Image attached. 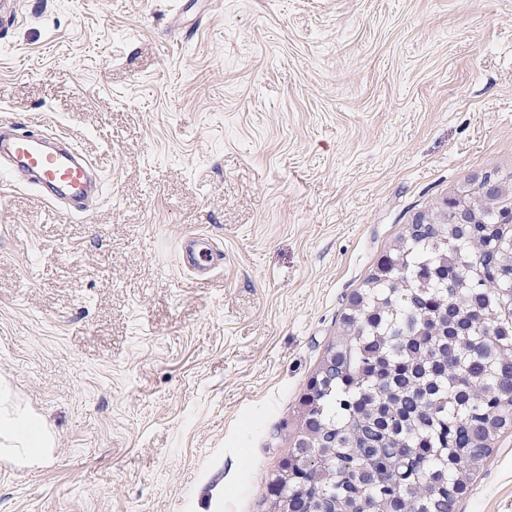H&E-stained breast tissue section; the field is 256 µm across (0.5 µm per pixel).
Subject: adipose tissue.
<instances>
[{
  "label": "adipose tissue",
  "mask_w": 512,
  "mask_h": 512,
  "mask_svg": "<svg viewBox=\"0 0 512 512\" xmlns=\"http://www.w3.org/2000/svg\"><path fill=\"white\" fill-rule=\"evenodd\" d=\"M8 388H0V458L27 464L46 462L54 446L42 419L29 411L8 407Z\"/></svg>",
  "instance_id": "ef3b65f1"
}]
</instances>
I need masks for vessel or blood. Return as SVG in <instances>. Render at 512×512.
Here are the masks:
<instances>
[{
  "instance_id": "b4317fda",
  "label": "vessel or blood",
  "mask_w": 512,
  "mask_h": 512,
  "mask_svg": "<svg viewBox=\"0 0 512 512\" xmlns=\"http://www.w3.org/2000/svg\"><path fill=\"white\" fill-rule=\"evenodd\" d=\"M0 158L15 164L38 187L46 200H67L71 210L86 211L91 193V164L74 145L46 150L44 138L28 131L0 135ZM217 257L199 235H189L178 253L181 267L206 273Z\"/></svg>"
}]
</instances>
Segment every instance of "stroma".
I'll return each mask as SVG.
<instances>
[{"label": "stroma", "instance_id": "obj_1", "mask_svg": "<svg viewBox=\"0 0 512 512\" xmlns=\"http://www.w3.org/2000/svg\"><path fill=\"white\" fill-rule=\"evenodd\" d=\"M0 123L100 177L67 214L0 174V382L55 440L0 512H269L350 298L512 182V0H16ZM455 512H512L511 427ZM205 240L204 237L193 234L186 237L178 253L181 267L195 270L200 275L210 269L219 255Z\"/></svg>", "mask_w": 512, "mask_h": 512}]
</instances>
